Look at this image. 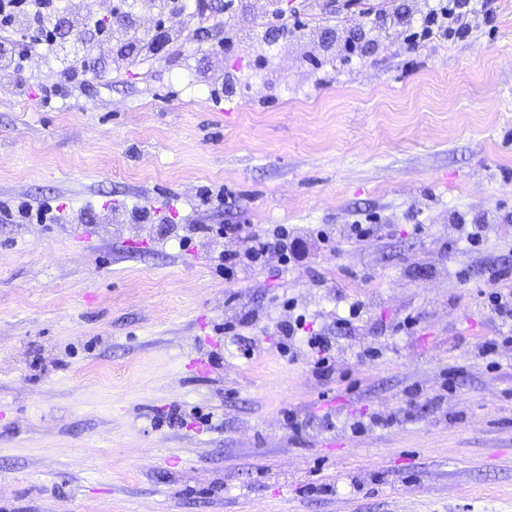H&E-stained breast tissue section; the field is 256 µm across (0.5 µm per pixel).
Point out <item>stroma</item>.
I'll use <instances>...</instances> for the list:
<instances>
[{
	"label": "stroma",
	"instance_id": "1",
	"mask_svg": "<svg viewBox=\"0 0 512 512\" xmlns=\"http://www.w3.org/2000/svg\"><path fill=\"white\" fill-rule=\"evenodd\" d=\"M215 2L47 107L0 72V201L69 214L0 223V512H512V0L416 49L432 0ZM205 224L301 260L226 281Z\"/></svg>",
	"mask_w": 512,
	"mask_h": 512
}]
</instances>
